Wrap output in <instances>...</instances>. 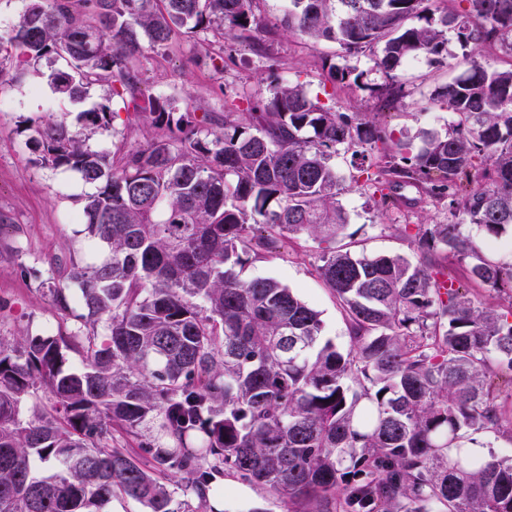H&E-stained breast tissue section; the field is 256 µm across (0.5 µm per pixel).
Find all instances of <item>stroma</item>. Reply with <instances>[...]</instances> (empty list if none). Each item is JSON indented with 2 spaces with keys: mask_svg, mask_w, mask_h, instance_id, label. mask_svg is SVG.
<instances>
[{
  "mask_svg": "<svg viewBox=\"0 0 512 512\" xmlns=\"http://www.w3.org/2000/svg\"><path fill=\"white\" fill-rule=\"evenodd\" d=\"M288 0H258L256 11L275 25V33L243 31L236 39L211 31L189 38L175 35L160 50L146 49L138 69L144 95L167 94L178 106H190L205 128L224 121L229 106L245 107L247 100L267 97L275 84H299L313 97H324L339 112H375L379 122L395 136L415 138L420 130L443 133L449 117L430 99L435 87L450 74L420 59L399 75L402 100L387 102L380 87L384 77L373 69L375 48H366L352 63L363 71L368 90L332 84L328 66L337 62L339 47L328 40L311 41L281 28ZM64 60L55 67L65 68ZM52 67V68H55ZM46 64L29 68L24 78L0 92L7 103L0 112V335L39 336L70 329L41 288L50 270L64 267L70 257H87V241L75 218L92 187L79 175L38 166L21 123L46 114L74 123L53 93ZM110 101L120 113L112 130L93 137L94 148L111 154L143 147L155 131L141 115L125 112L121 100L110 99L106 87L96 85L89 103ZM355 161L352 151L338 148L331 163L347 178ZM402 200L384 210L373 207L365 187L349 182L340 197L348 225L337 243L368 254L413 255L409 240L397 230L401 224H444L448 209L418 202L416 188L401 190ZM317 242L307 236L285 240L272 257H256L245 267L248 278L268 277L287 285L321 313L324 336L348 348L344 314L314 265ZM214 496L222 512H282L264 488L250 485L231 473L217 476Z\"/></svg>",
  "mask_w": 512,
  "mask_h": 512,
  "instance_id": "stroma-1",
  "label": "stroma"
}]
</instances>
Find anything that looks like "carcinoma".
<instances>
[{
	"mask_svg": "<svg viewBox=\"0 0 512 512\" xmlns=\"http://www.w3.org/2000/svg\"><path fill=\"white\" fill-rule=\"evenodd\" d=\"M253 2L28 0L0 36L13 63L0 59V90L62 58L67 68L50 74L61 101L80 104L105 85L158 130L114 160L89 145L119 117L106 101L74 124L27 121L36 163L95 186L83 199L84 232L108 253L72 260L45 282L64 316L69 284L80 288L69 334L0 336V512H104L114 496L148 512H207L226 469L265 487L283 512H512V458L466 446L505 421L494 378H512V302L484 306L447 265H468L489 291L512 289V265L483 255L512 234V68L477 57L486 46L512 57V0H465L461 10L438 0H289L290 32L339 46L332 82L363 87L346 60L379 45L374 67L393 97L409 62L453 67L455 34L467 67L432 92L452 121L443 135L419 131L416 151L377 114L338 112L299 85L273 86L206 132L190 108L144 96L141 36L153 49L180 30L233 39L267 26ZM339 146L361 157L352 181L380 203L411 185L448 206L446 224L402 225L416 259L336 247L347 226L343 178L330 163ZM302 235L324 245L315 271L345 313L347 350L324 338L321 312L288 286L240 277L251 257ZM66 349L80 369L63 368ZM37 460L53 468L39 473ZM170 475L195 508L174 503Z\"/></svg>",
	"mask_w": 512,
	"mask_h": 512,
	"instance_id": "cac0c4a2",
	"label": "carcinoma"
}]
</instances>
